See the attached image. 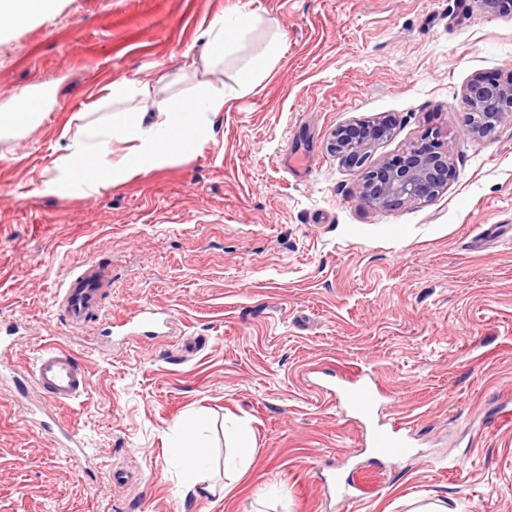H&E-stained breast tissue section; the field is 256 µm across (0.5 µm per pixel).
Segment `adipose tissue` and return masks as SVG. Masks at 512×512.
Wrapping results in <instances>:
<instances>
[{
    "instance_id": "obj_1",
    "label": "adipose tissue",
    "mask_w": 512,
    "mask_h": 512,
    "mask_svg": "<svg viewBox=\"0 0 512 512\" xmlns=\"http://www.w3.org/2000/svg\"><path fill=\"white\" fill-rule=\"evenodd\" d=\"M258 23V18L247 13L226 14L207 32L204 60L223 59L235 52ZM281 45V33H274L264 52L241 69L231 92L204 88L192 99V112L183 111L182 99L169 98L155 104L157 112L163 116L159 122L146 120L141 114L133 118L127 113L115 112L104 125L78 128L59 159L63 173L60 190L82 186L95 190L122 182L134 173L187 158L182 144L184 128L192 127L195 142H202L212 117L223 111L230 98H239L254 90L267 69L279 60ZM55 102L56 97L49 90L19 97L10 111L0 113V136L23 128L38 112L51 109ZM116 142L128 147L127 154L117 161L111 158V146ZM180 430L182 441L176 447V457L190 485L206 483L210 460L203 423L189 419L182 423Z\"/></svg>"
}]
</instances>
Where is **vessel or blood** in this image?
I'll return each instance as SVG.
<instances>
[{
	"label": "vessel or blood",
	"mask_w": 512,
	"mask_h": 512,
	"mask_svg": "<svg viewBox=\"0 0 512 512\" xmlns=\"http://www.w3.org/2000/svg\"><path fill=\"white\" fill-rule=\"evenodd\" d=\"M112 276L107 267L90 258L71 268L63 278L58 296L66 322L73 327L83 326L103 304L105 288L111 287ZM32 383L53 402L66 405L78 400L87 385V371L70 352L56 348L40 349L30 372ZM346 400L361 414H371L377 395L368 382L352 388ZM371 444L378 452L401 458L409 455V443L386 431L374 432Z\"/></svg>",
	"instance_id": "vessel-or-blood-1"
}]
</instances>
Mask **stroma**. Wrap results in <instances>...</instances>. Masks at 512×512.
Segmentation results:
<instances>
[{"label":"stroma","instance_id":"35a3bbf8","mask_svg":"<svg viewBox=\"0 0 512 512\" xmlns=\"http://www.w3.org/2000/svg\"><path fill=\"white\" fill-rule=\"evenodd\" d=\"M234 11L277 23L283 53L225 104L196 155L59 192L65 129L149 105L87 111L101 87L135 80L159 100L235 85L271 30L204 64L210 24ZM510 71L512 12L478 0H56L0 24V112L47 85L58 99L0 138V327L20 328L0 361L25 367L53 344L88 375L61 407L0 378V512H407L424 496L512 512V121L479 137L462 104L475 73ZM381 121L391 133L364 168L328 150L337 127ZM431 130L455 169L447 188L417 205L365 202V169ZM293 153L308 170L289 169ZM89 257L112 272L106 317L147 304L171 315L170 333L70 328L58 288ZM362 371L387 395L383 418L406 422L412 455L365 466L367 426L339 393ZM195 416L211 493L186 490L171 453ZM57 419L85 468L45 431ZM234 423L256 444L227 492ZM331 469L357 474L361 500L326 495Z\"/></svg>","mask_w":512,"mask_h":512}]
</instances>
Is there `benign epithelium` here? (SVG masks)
Returning <instances> with one entry per match:
<instances>
[{"label":"benign epithelium","mask_w":512,"mask_h":512,"mask_svg":"<svg viewBox=\"0 0 512 512\" xmlns=\"http://www.w3.org/2000/svg\"><path fill=\"white\" fill-rule=\"evenodd\" d=\"M463 98L473 134L490 136L512 120V76L506 79L476 75L466 84ZM387 125L352 122L338 127L329 150L352 168L361 167L374 143L390 134ZM454 168L438 134L429 132L401 155L368 171L359 193L377 207H400L437 197L454 178Z\"/></svg>","instance_id":"obj_1"}]
</instances>
